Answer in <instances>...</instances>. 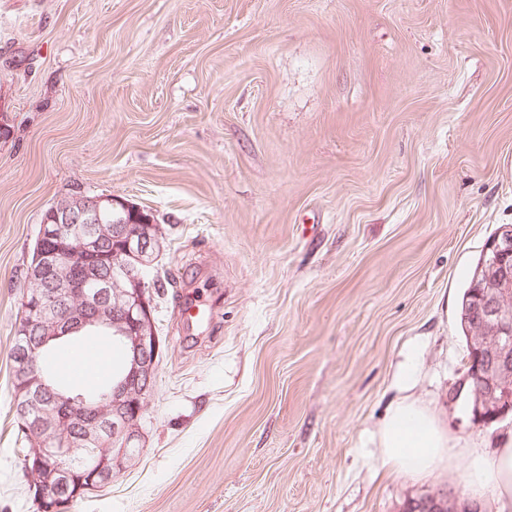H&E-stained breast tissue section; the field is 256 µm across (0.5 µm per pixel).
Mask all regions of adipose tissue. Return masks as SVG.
Segmentation results:
<instances>
[{
  "mask_svg": "<svg viewBox=\"0 0 512 512\" xmlns=\"http://www.w3.org/2000/svg\"><path fill=\"white\" fill-rule=\"evenodd\" d=\"M402 388L374 433L383 465L413 478L455 466L470 499L492 500L501 512L512 508V436L492 449L480 440L452 437L436 410L411 395L410 379H403Z\"/></svg>",
  "mask_w": 512,
  "mask_h": 512,
  "instance_id": "1",
  "label": "adipose tissue"
}]
</instances>
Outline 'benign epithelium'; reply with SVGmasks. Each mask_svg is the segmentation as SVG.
Wrapping results in <instances>:
<instances>
[{
	"instance_id": "1",
	"label": "benign epithelium",
	"mask_w": 512,
	"mask_h": 512,
	"mask_svg": "<svg viewBox=\"0 0 512 512\" xmlns=\"http://www.w3.org/2000/svg\"><path fill=\"white\" fill-rule=\"evenodd\" d=\"M115 195H74L53 206V223L42 225L30 269L36 288L25 292L15 324L13 377L16 412L29 436L26 467L40 512H61L77 497L112 483L142 444V401L154 381L160 342L153 302L138 287L140 273L161 249L162 231L149 221L129 231ZM486 250L502 287L478 293L472 314L492 324L497 344L482 365L458 383L474 384V427L487 428L512 413V225L497 229ZM93 327L113 332L129 353L123 372L101 402L62 392L31 362L50 342ZM91 445L88 458L71 462L74 440ZM411 512H483L478 504L445 492L407 505Z\"/></svg>"
}]
</instances>
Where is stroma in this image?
Masks as SVG:
<instances>
[{
    "label": "stroma",
    "instance_id": "stroma-1",
    "mask_svg": "<svg viewBox=\"0 0 512 512\" xmlns=\"http://www.w3.org/2000/svg\"><path fill=\"white\" fill-rule=\"evenodd\" d=\"M164 235L143 446L70 512H400V365L450 434L462 291L512 224V0H0V512H35L10 351L44 211ZM210 319L184 325L181 301Z\"/></svg>",
    "mask_w": 512,
    "mask_h": 512
}]
</instances>
